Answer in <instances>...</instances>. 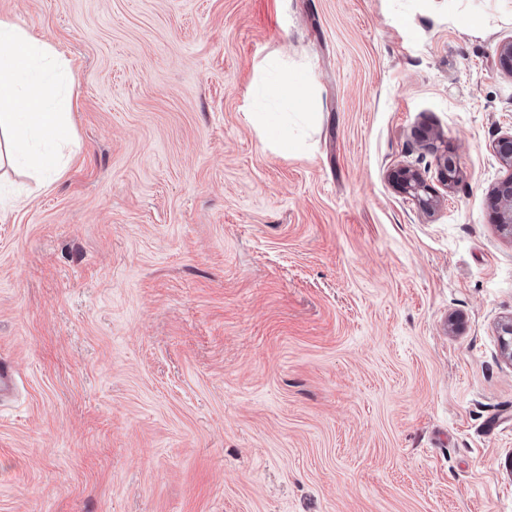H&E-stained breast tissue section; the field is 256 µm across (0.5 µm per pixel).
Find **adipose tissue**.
<instances>
[{
	"label": "adipose tissue",
	"instance_id": "obj_1",
	"mask_svg": "<svg viewBox=\"0 0 512 512\" xmlns=\"http://www.w3.org/2000/svg\"><path fill=\"white\" fill-rule=\"evenodd\" d=\"M53 68L63 72L67 64L49 44L0 19V163H26L39 175L62 166L63 148L74 143L66 114L42 102L29 105L32 87Z\"/></svg>",
	"mask_w": 512,
	"mask_h": 512
}]
</instances>
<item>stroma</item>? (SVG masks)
Masks as SVG:
<instances>
[{
	"label": "stroma",
	"instance_id": "1",
	"mask_svg": "<svg viewBox=\"0 0 512 512\" xmlns=\"http://www.w3.org/2000/svg\"><path fill=\"white\" fill-rule=\"evenodd\" d=\"M0 18L68 60L79 144L0 166V512H512V0ZM282 68L316 98L298 150L256 120L292 112ZM394 179L403 193L411 196L418 204L429 211L437 205V198L425 183L419 172L410 168H400L395 171ZM493 199L496 223L503 231L512 235V175L496 186Z\"/></svg>",
	"mask_w": 512,
	"mask_h": 512
}]
</instances>
